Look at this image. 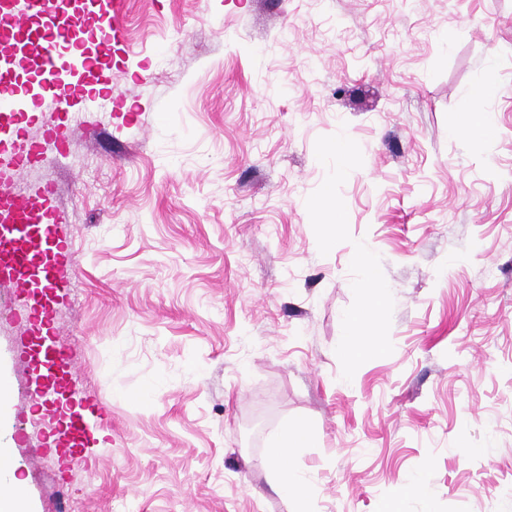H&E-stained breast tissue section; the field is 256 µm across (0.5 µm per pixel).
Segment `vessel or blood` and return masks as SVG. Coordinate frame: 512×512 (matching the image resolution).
Listing matches in <instances>:
<instances>
[{
	"label": "vessel or blood",
	"mask_w": 512,
	"mask_h": 512,
	"mask_svg": "<svg viewBox=\"0 0 512 512\" xmlns=\"http://www.w3.org/2000/svg\"><path fill=\"white\" fill-rule=\"evenodd\" d=\"M90 10L69 14L57 0H0V156L7 158L13 175L39 165L48 149L69 152L74 144L71 115L84 89L73 86L62 57L79 60L86 82H93L104 56L124 42V34L110 16L118 0H90ZM27 49L39 61V75L46 95L55 101L56 119L41 138L29 137L27 128L39 121L41 99L19 108L14 66L18 49ZM54 185L36 194L20 195L9 179L0 178V281H9L32 298L21 313L39 322L43 333L32 339L29 356L39 371L37 401L48 414H56L58 396L70 389L76 364L53 334L55 292L70 257L69 243L59 230L60 217L51 205ZM86 399L80 411L65 416L56 444L62 454L86 447L89 440L84 410L96 408Z\"/></svg>",
	"instance_id": "obj_1"
}]
</instances>
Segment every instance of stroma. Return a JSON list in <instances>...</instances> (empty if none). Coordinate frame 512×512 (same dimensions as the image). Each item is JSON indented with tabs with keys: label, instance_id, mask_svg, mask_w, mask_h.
I'll list each match as a JSON object with an SVG mask.
<instances>
[{
	"label": "stroma",
	"instance_id": "35a3bbf8",
	"mask_svg": "<svg viewBox=\"0 0 512 512\" xmlns=\"http://www.w3.org/2000/svg\"><path fill=\"white\" fill-rule=\"evenodd\" d=\"M119 21L111 104L14 183L56 187L68 403L103 408L102 442L49 444L38 328L0 282L29 512L62 489L72 512H296L267 456L304 420L307 512H512V0H125ZM480 81L496 132L474 142L450 127ZM357 244L385 286L361 358ZM373 322L363 313L353 312L346 316L347 335L352 345L358 347L357 354L372 349L381 340L372 328Z\"/></svg>",
	"mask_w": 512,
	"mask_h": 512
}]
</instances>
